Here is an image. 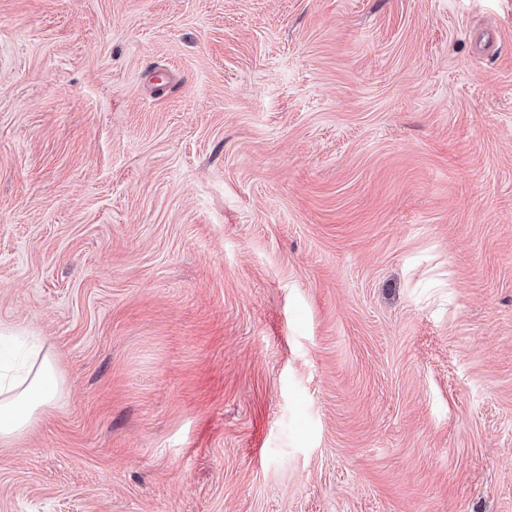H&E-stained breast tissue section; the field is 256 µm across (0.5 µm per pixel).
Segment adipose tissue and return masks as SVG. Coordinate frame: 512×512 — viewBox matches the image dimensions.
Returning <instances> with one entry per match:
<instances>
[{
    "instance_id": "adipose-tissue-1",
    "label": "adipose tissue",
    "mask_w": 512,
    "mask_h": 512,
    "mask_svg": "<svg viewBox=\"0 0 512 512\" xmlns=\"http://www.w3.org/2000/svg\"><path fill=\"white\" fill-rule=\"evenodd\" d=\"M32 360L0 371V443L22 435L58 395L62 379L50 352L32 347Z\"/></svg>"
}]
</instances>
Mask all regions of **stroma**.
I'll return each mask as SVG.
<instances>
[{
    "mask_svg": "<svg viewBox=\"0 0 512 512\" xmlns=\"http://www.w3.org/2000/svg\"><path fill=\"white\" fill-rule=\"evenodd\" d=\"M1 331L0 512H512V0H0ZM31 357V362L5 372L0 365V443L22 435L60 391L62 379L49 350L33 345Z\"/></svg>",
    "mask_w": 512,
    "mask_h": 512,
    "instance_id": "35a3bbf8",
    "label": "stroma"
}]
</instances>
